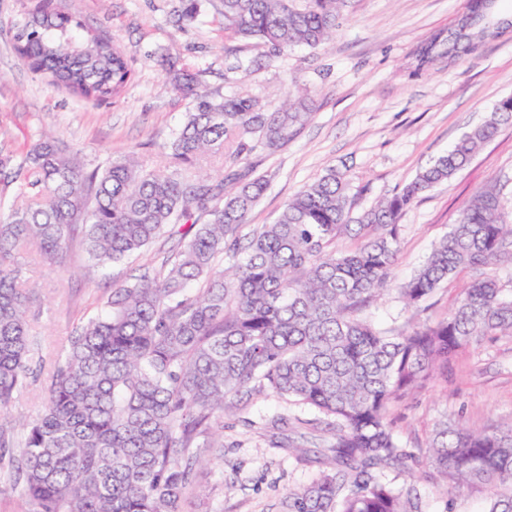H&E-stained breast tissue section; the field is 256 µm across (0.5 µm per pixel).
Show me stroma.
Wrapping results in <instances>:
<instances>
[{"label": "stroma", "instance_id": "1", "mask_svg": "<svg viewBox=\"0 0 512 512\" xmlns=\"http://www.w3.org/2000/svg\"><path fill=\"white\" fill-rule=\"evenodd\" d=\"M46 3L118 41L134 59L135 74L119 99H80L24 64L12 23ZM198 5L196 20L178 24L174 13L182 0H0V158L20 162L50 132L80 148L90 169L125 156L159 163L160 145L189 110L188 100L169 86L173 67L200 72L209 90L241 89L273 107L288 91H308L315 110L302 131L283 149L258 150L248 158L271 178L241 229L246 235L273 223L289 198L331 168L350 183L353 213L392 197L512 96V38L440 59L418 76L407 68L417 46L451 28L468 0H350L329 44L294 48L247 72L236 70L237 58L260 56L263 46L225 40L222 0ZM490 182L505 185L504 203L512 207V122L501 125L465 168L401 214L394 284L410 279L457 223L471 193ZM178 248L177 240L163 236L137 256L100 266L76 241L65 268L31 261L29 275L39 285L36 356L51 362L72 329L100 310L111 288L141 268L160 267ZM276 415L310 419L314 413L269 390L235 399L224 414V445L208 451L183 512H282L289 489L309 483L316 470L272 446ZM390 418L400 446L418 454L449 419L475 428L511 424L512 338L491 337L463 351L447 376L394 404ZM384 477L415 487L424 512H484L487 506L482 489L449 498L446 482L425 468L388 470Z\"/></svg>", "mask_w": 512, "mask_h": 512}]
</instances>
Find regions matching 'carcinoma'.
I'll list each match as a JSON object with an SVG mask.
<instances>
[{
	"label": "carcinoma",
	"instance_id": "carcinoma-1",
	"mask_svg": "<svg viewBox=\"0 0 512 512\" xmlns=\"http://www.w3.org/2000/svg\"><path fill=\"white\" fill-rule=\"evenodd\" d=\"M224 39L251 40L273 60L327 42L348 0H223ZM498 0H472L456 26L413 52L414 75L512 30ZM28 67L89 100H114L134 72L115 41L44 5L13 24ZM174 89L190 99L165 144L167 162L132 158L86 171L81 150L46 136L19 164L20 202L0 208V476L29 512H181L202 453L224 447V412L243 392L269 389L317 414L292 428L325 424L333 443L312 450L292 437L277 447L319 477L288 492L284 512H424L409 486L382 480L389 468L428 465L457 496L489 491L487 512H512V423L491 431L446 421L418 455L398 445L389 405L447 372L448 361L487 336L512 337V287L493 274L512 264V211L503 187L477 190L460 219L398 293L414 314L380 328L365 309L390 290L399 216L449 180L512 118V99L414 181L357 217L349 182L330 169L243 238L240 229L268 176L242 160L277 149L312 115V101L271 109L238 91L201 90L190 73ZM221 155L222 176L203 162ZM187 237L153 274L114 288L102 310L73 328L47 381L43 412L15 444L9 411L41 371L31 354L37 286L34 254L63 268L75 237L99 265L142 252L160 235ZM354 235L357 246L338 250ZM228 258L230 265L217 269ZM472 278L439 321L419 319L449 278ZM202 287L188 292V285Z\"/></svg>",
	"mask_w": 512,
	"mask_h": 512
}]
</instances>
